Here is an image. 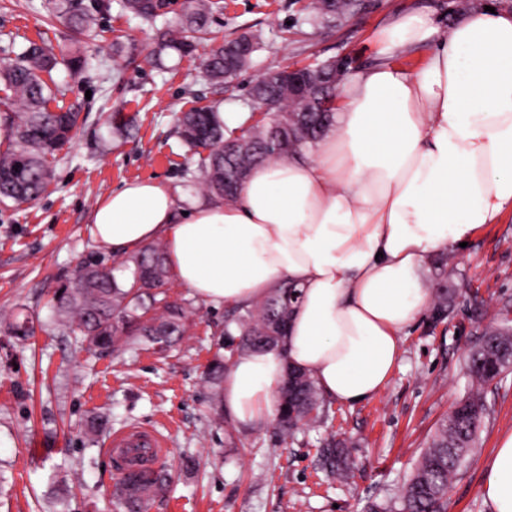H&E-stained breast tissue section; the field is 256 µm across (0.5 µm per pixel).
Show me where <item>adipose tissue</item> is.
Listing matches in <instances>:
<instances>
[{"mask_svg": "<svg viewBox=\"0 0 512 512\" xmlns=\"http://www.w3.org/2000/svg\"><path fill=\"white\" fill-rule=\"evenodd\" d=\"M379 40L378 59L342 83L318 146L257 166L235 201L185 210L168 184L138 179L90 214L98 248L127 256L162 243L205 304L250 306L280 280L298 285L284 351L224 370V408L239 427L277 417L290 365L327 401L379 397L429 303L430 258L512 213V14L480 7L443 31L412 12ZM428 40L423 65L398 63ZM483 468L492 512H512V433Z\"/></svg>", "mask_w": 512, "mask_h": 512, "instance_id": "obj_1", "label": "adipose tissue"}]
</instances>
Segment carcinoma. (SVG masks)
<instances>
[{
	"label": "carcinoma",
	"instance_id": "cac0c4a2",
	"mask_svg": "<svg viewBox=\"0 0 512 512\" xmlns=\"http://www.w3.org/2000/svg\"><path fill=\"white\" fill-rule=\"evenodd\" d=\"M353 7V0H312L310 5L313 18L325 23ZM44 8L78 36L90 33L96 24L94 12L78 8L73 0H45ZM122 8L154 28L155 47L149 62L161 68L164 56L171 51L180 56L195 52L199 40L210 33L212 13L219 2L184 0L183 14L174 25L166 21L157 24L167 14L168 0H122ZM243 40L250 43L251 51L259 48L258 38L249 33L226 42L210 39L203 60L204 74L210 81L221 84L224 74L241 70L246 59L234 48ZM61 60L73 68L87 67L80 39L64 46L58 55L31 41L16 61L0 69V84L11 92L4 116L13 126L15 139L14 145L0 151V203L10 200L23 204L38 199L52 176L48 157L71 139L77 127L78 113L49 108L56 90L44 75ZM332 93L334 90L325 85L315 89L313 98L306 102L288 104L281 99L270 122L238 131H226L212 106L183 113L179 118L183 142L196 151L207 152L200 158L197 173L206 195L231 202L255 167L285 160L305 148H316L334 125L335 112L322 110L315 100ZM169 274L164 250L155 245L126 256L112 267L84 264L75 276L76 287L60 288L54 296V317L67 335L90 349H111L131 336L169 346L184 335L187 321L186 304L166 297L164 287ZM297 294L295 285L282 281L262 303L235 309V314L224 321L228 343H238L246 353L265 348L262 337L274 332L285 335L288 296ZM230 359L216 352L207 367V379L222 381L225 363ZM466 369L472 391L461 401L463 412L441 421L399 495L385 504L372 505L370 512H447L449 483L475 447L479 429L489 415L488 389L512 373V354L497 355L491 362L484 349H473L467 356ZM305 382L306 388L296 396L295 414L284 410L280 415L284 436L298 432L288 427L292 417L300 421L313 413L314 424L321 419L325 400L312 378ZM321 455L332 473L340 475L348 468L344 449L337 443L321 449ZM165 482L166 475L158 473L140 482L122 478L116 490L118 504L127 512H145L146 500L161 491Z\"/></svg>",
	"mask_w": 512,
	"mask_h": 512
}]
</instances>
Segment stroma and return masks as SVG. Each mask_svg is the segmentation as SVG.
<instances>
[{"instance_id":"35a3bbf8","label":"stroma","mask_w":512,"mask_h":512,"mask_svg":"<svg viewBox=\"0 0 512 512\" xmlns=\"http://www.w3.org/2000/svg\"><path fill=\"white\" fill-rule=\"evenodd\" d=\"M91 65L51 73L60 91L51 109L77 112L75 138L50 163L53 179L35 202L0 204V512H124L112 496L116 472L107 437L91 442L88 424L107 415L113 432L153 427L167 436L165 492L149 512H366L395 497L448 410L470 386L464 358L485 329L512 310V215L487 224L467 246L436 255L431 288L458 289L447 318L422 314L407 331L401 359L382 395L350 407L331 403L317 427L280 440L274 424L244 430L224 413V387L205 372L225 339L226 308H212L177 280L168 294L186 299L189 327L161 350L140 339L118 352L91 354L53 322L51 299L81 263L112 264L87 224L99 197L124 182L154 179L185 201L203 198L193 174L200 157L177 134L185 111L217 106L226 129L254 122L250 88L265 72L351 55L371 64L378 34L411 11L440 28L454 22L455 0H357L354 14L329 24L311 19L310 0H224L211 29L226 40L248 32L260 45L233 87L211 83L203 52L169 56L165 70L146 63L149 24L105 0ZM58 48L69 32L42 0H0V47L20 54L29 42ZM123 53H115V45ZM133 119L127 139L114 113ZM32 317L35 333L19 342L10 325ZM491 408L478 442L448 487V512H491L480 494L482 466L512 432V375L489 390ZM345 442L355 468L329 475L324 439Z\"/></svg>"}]
</instances>
